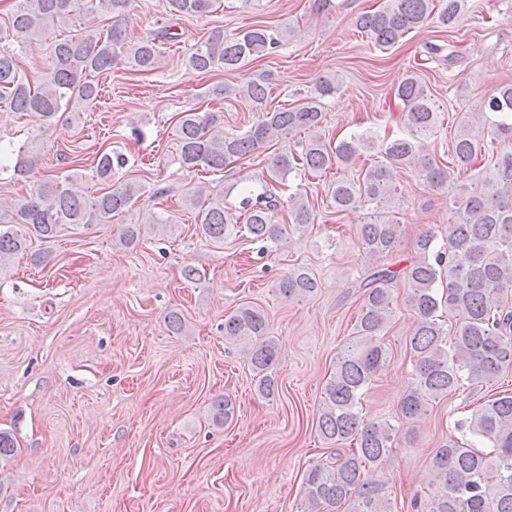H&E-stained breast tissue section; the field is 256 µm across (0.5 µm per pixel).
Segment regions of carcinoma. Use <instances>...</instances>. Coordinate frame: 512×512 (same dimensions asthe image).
Returning a JSON list of instances; mask_svg holds the SVG:
<instances>
[{"mask_svg":"<svg viewBox=\"0 0 512 512\" xmlns=\"http://www.w3.org/2000/svg\"><path fill=\"white\" fill-rule=\"evenodd\" d=\"M177 20L202 16L214 0H167ZM464 0H388L375 12L356 17L355 27L376 48H391L404 35L429 23L443 26L461 19ZM133 0H15L8 24L0 25V104L13 112L38 114L50 127L65 114L73 117L101 97L95 77L112 70L118 51L137 74L161 68V46L171 38L170 26L128 43L127 21ZM103 15L112 25L103 30ZM51 28L69 34L50 46L47 67L30 76L17 72L15 54L5 47H22ZM291 28L254 25L227 34L213 29L186 56L187 69L210 73L236 71L279 47ZM336 91V80L319 81L311 95L293 107L267 108L270 87L261 75L235 84H220L208 94L216 99L245 102L258 118L244 130L219 129L214 115L191 108L179 113L176 124L179 161L191 170L215 172L252 156L276 138L305 134L302 151L272 162V177L284 183L289 174H313L349 166L361 151L376 150L377 160L355 181L338 179L328 193L336 212L364 211L358 224L362 247L373 257L397 250L401 225L396 216V181L407 168L417 170L435 186L448 185L447 244L426 233L416 241L414 255L402 268L377 265L359 284L361 303L352 337L337 358L324 388L317 418L321 439L336 447L349 446L312 465L303 478L307 506L323 512H391L382 493L378 471L389 456L398 427L387 420L366 421L360 414L363 396L391 361L383 337L394 309V287H407L405 305L415 326L406 345L414 384L399 401L402 419L411 424L427 405L465 386L486 385L512 368V149L496 151L486 174L471 183H448V166L433 155L430 140L438 130L440 105L414 73L398 83L396 95L406 109L408 133L380 141L365 131L353 132L332 149L319 133L321 100ZM478 123L464 114L452 145L451 166L468 169L487 144L512 142V82L490 90L481 102ZM125 158L103 151L93 161L91 177L112 182ZM80 173L51 177L37 190L17 200L7 215L0 214V271L15 256L29 252L32 239L48 241L67 224H106L138 196L135 181L89 196L79 186ZM245 229L250 237L279 246L286 225L278 220L288 212L289 226L303 231L314 223V208L301 193L288 200L268 189L242 200ZM197 224L205 238L221 243L238 228V218L224 209L219 197L192 199ZM317 280L297 268L284 278L280 293L287 299L311 295ZM453 318L447 324V318ZM453 334H448V327ZM224 341L242 347L252 369L260 375L259 390L274 392L268 370L279 356V345L268 335L262 309L238 307L224 320ZM212 421L218 426L233 418L230 397L213 399ZM462 438H451L435 451L431 493L421 512H512V395H502L471 410L455 423ZM496 492L487 494L488 485Z\"/></svg>","mask_w":512,"mask_h":512,"instance_id":"obj_1","label":"carcinoma"}]
</instances>
